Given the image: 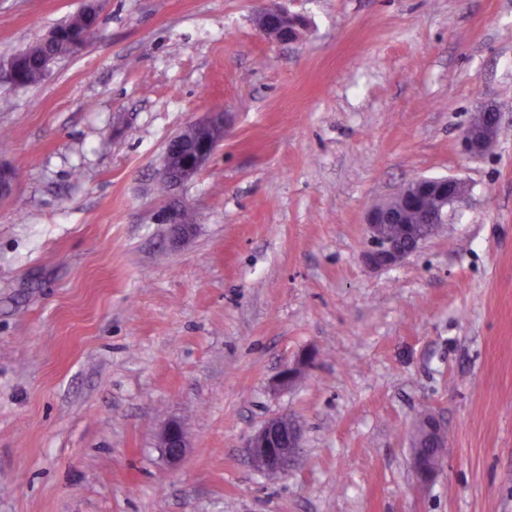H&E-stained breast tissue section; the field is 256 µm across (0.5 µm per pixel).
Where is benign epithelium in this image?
<instances>
[{"label": "benign epithelium", "mask_w": 512, "mask_h": 512, "mask_svg": "<svg viewBox=\"0 0 512 512\" xmlns=\"http://www.w3.org/2000/svg\"><path fill=\"white\" fill-rule=\"evenodd\" d=\"M259 33L281 43L297 39L302 20L281 7L266 6L256 14ZM23 57L15 53L0 62V82L15 80L22 66ZM500 113L484 119L481 124H469L462 135L464 151L470 155H482L496 141ZM188 129L199 135L181 133L168 144L160 169V177L168 188H178L191 181L210 162L217 145L226 135L224 113L210 112L204 118L190 124ZM465 182L451 177H418L408 181L390 198L373 206L367 213L365 224L371 247L363 259L374 269L387 268L402 262L414 252L423 239L415 235V226L431 224L439 227L448 223V207L465 197ZM426 197L434 200V207L425 214L420 201ZM168 223L174 227L179 238L188 236L194 228L182 223V210L173 209L168 214ZM389 224L402 227L404 236L394 241L385 232ZM313 364V357L307 355L299 362L286 366L278 375L276 385L286 387ZM423 432L413 441L412 467L417 478L428 483L441 468V457L434 456V449L445 447L446 432L440 422L431 414L419 418ZM301 433L294 421L286 414H280L267 421L251 435L244 448L253 467L267 475L288 472L293 465L296 448L300 447ZM187 448L182 425L176 421L167 423L159 436V449L169 462L181 461Z\"/></svg>", "instance_id": "1"}]
</instances>
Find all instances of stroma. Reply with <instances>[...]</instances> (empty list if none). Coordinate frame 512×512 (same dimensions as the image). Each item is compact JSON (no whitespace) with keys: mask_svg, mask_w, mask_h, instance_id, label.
Masks as SVG:
<instances>
[{"mask_svg":"<svg viewBox=\"0 0 512 512\" xmlns=\"http://www.w3.org/2000/svg\"><path fill=\"white\" fill-rule=\"evenodd\" d=\"M103 0L44 83L0 85V512H512V0ZM84 0H0V57ZM502 114L467 155L475 110ZM229 132L163 194L170 139ZM415 177L469 188L398 265L365 215ZM195 230L174 243L166 212ZM294 385L274 382L304 354ZM443 466L419 484L412 424ZM301 428L268 479L245 439ZM179 421L170 464L157 435ZM299 16L292 15L281 7L266 6L256 14V26L263 37L275 39L281 43L297 39L302 26ZM483 122L478 125L469 123L462 135L464 151L470 155H482L493 146L496 141L500 112L493 113L492 119H488V112H485ZM422 423L423 432L413 441L412 467L422 483L432 481L441 468V451L434 456V448H444L446 432L440 422L431 414H425L418 420ZM423 443L431 448L423 447ZM158 446L169 462H180L188 447L182 425L176 421L168 422L160 433Z\"/></svg>","mask_w":512,"mask_h":512,"instance_id":"obj_1","label":"stroma"}]
</instances>
